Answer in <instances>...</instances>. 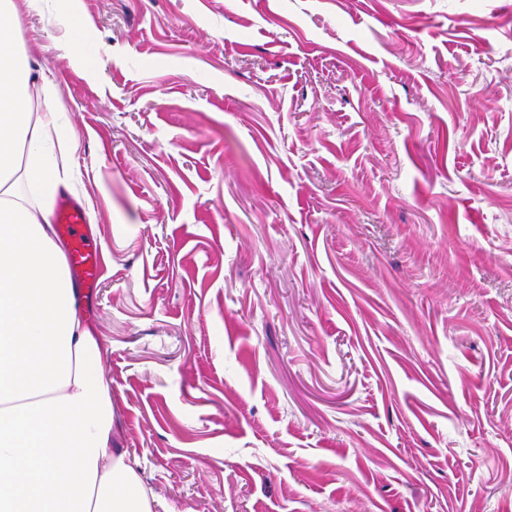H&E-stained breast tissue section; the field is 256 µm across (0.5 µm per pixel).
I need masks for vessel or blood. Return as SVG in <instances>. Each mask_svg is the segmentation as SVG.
Listing matches in <instances>:
<instances>
[{
  "instance_id": "b4317fda",
  "label": "vessel or blood",
  "mask_w": 512,
  "mask_h": 512,
  "mask_svg": "<svg viewBox=\"0 0 512 512\" xmlns=\"http://www.w3.org/2000/svg\"><path fill=\"white\" fill-rule=\"evenodd\" d=\"M59 234L70 245V273L85 290H93L101 271V248L90 234V223L84 205L71 199H60L55 208Z\"/></svg>"
}]
</instances>
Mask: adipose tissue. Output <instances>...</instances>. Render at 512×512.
<instances>
[{
    "label": "adipose tissue",
    "instance_id": "1",
    "mask_svg": "<svg viewBox=\"0 0 512 512\" xmlns=\"http://www.w3.org/2000/svg\"><path fill=\"white\" fill-rule=\"evenodd\" d=\"M40 72L0 24V512H155L118 446L101 345L53 226L67 188L59 115L26 106ZM41 199L30 211L19 183Z\"/></svg>",
    "mask_w": 512,
    "mask_h": 512
}]
</instances>
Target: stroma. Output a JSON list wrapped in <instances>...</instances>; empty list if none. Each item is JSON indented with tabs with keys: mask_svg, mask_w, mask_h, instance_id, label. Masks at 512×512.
Returning a JSON list of instances; mask_svg holds the SVG:
<instances>
[{
	"mask_svg": "<svg viewBox=\"0 0 512 512\" xmlns=\"http://www.w3.org/2000/svg\"><path fill=\"white\" fill-rule=\"evenodd\" d=\"M13 5L161 512H512V0Z\"/></svg>",
	"mask_w": 512,
	"mask_h": 512,
	"instance_id": "1",
	"label": "stroma"
}]
</instances>
